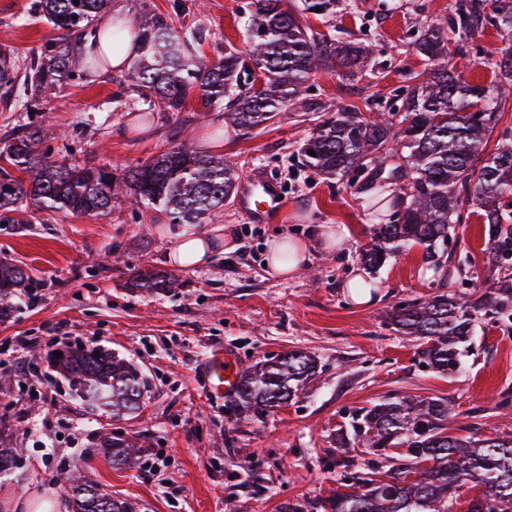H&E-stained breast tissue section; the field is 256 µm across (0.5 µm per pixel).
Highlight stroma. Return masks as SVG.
Wrapping results in <instances>:
<instances>
[{
	"instance_id": "obj_1",
	"label": "stroma",
	"mask_w": 512,
	"mask_h": 512,
	"mask_svg": "<svg viewBox=\"0 0 512 512\" xmlns=\"http://www.w3.org/2000/svg\"><path fill=\"white\" fill-rule=\"evenodd\" d=\"M33 0H0V48L13 50L26 66L56 32L31 10ZM248 0H114L129 17L144 10L179 13L195 5L206 24L205 58L215 62L226 48L245 50ZM457 0H340L335 16L313 26L348 41L371 39L374 50L363 72L342 76L325 69L312 75L302 106L285 104L279 114L248 134L224 124L222 109L202 111L190 98L181 112L139 100L132 86H117L116 72L76 64L68 85L37 93L30 101L0 107V143L15 126L32 121L58 130L46 143L53 154H73L88 166L114 173L168 147L185 129L189 147L237 163L243 174L276 180L285 198L281 213L255 223L229 204L193 225L218 246L211 261L180 267L168 261L177 225L165 213L123 201L108 217L71 216L31 210L22 224L0 223V262L29 267L30 291H18L10 319L0 322V377L13 380L0 398V428L25 448L18 476L0 486V512L18 501L53 495L69 512L68 495L45 477L75 465L92 472L103 490L129 501L133 512H283L288 502L313 506L341 489L345 473L361 475L373 456L352 451L349 469L337 466L342 451L336 430L348 415L388 397L409 394L451 400L465 424L483 435L512 432V322L476 316V334L459 371L425 367L421 340L387 324L397 302L445 292L412 246L369 271L376 289L369 304L355 303L347 282L363 269L362 247L404 197L401 184L367 188L357 176L341 182L304 167L300 154L313 127L337 107L369 100L393 106L395 91L411 84L427 63L411 47L423 28L447 30ZM512 51V37L494 26L477 31L471 50L456 66L463 81L492 86L495 61ZM345 226L349 236L330 246L314 240L319 225ZM313 246L292 278L270 276L269 244L283 237ZM451 245L462 259L463 280L488 287L494 275L486 259L487 236L478 213L458 225ZM176 277L162 293L130 288L137 271ZM101 345L130 360L148 381L139 417L97 416L70 394L47 355L61 342ZM230 350L240 366L298 348L318 359L309 390L291 405L261 419H235L212 406L197 376L214 348ZM38 388L52 399L50 411L29 397ZM119 434L141 438L143 457L170 459L152 477L140 466L113 469L99 449Z\"/></svg>"
}]
</instances>
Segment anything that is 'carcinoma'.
I'll use <instances>...</instances> for the list:
<instances>
[{"label":"carcinoma","instance_id":"obj_1","mask_svg":"<svg viewBox=\"0 0 512 512\" xmlns=\"http://www.w3.org/2000/svg\"><path fill=\"white\" fill-rule=\"evenodd\" d=\"M109 0H35L34 11L61 37L46 42L34 55L23 90L33 82L51 89L71 75L72 42L84 44L97 34L107 49H119L127 38L141 44L124 81L139 97L165 112L186 109L195 95L208 111L224 107V124L248 132L272 120L286 102L303 100L306 83L318 69L332 62L343 73L362 70L372 48L336 39L315 30L306 18L336 13V0H301L285 8V0H253L248 18L249 49L224 52L216 63L205 60L201 43L205 29L144 11L131 19L119 14L107 26L94 22L107 12ZM453 37L423 30L413 49L429 61L448 59L423 73V78L398 90L399 110L368 117L354 105L325 118L301 147L307 166L336 179L354 173L375 176L399 174L406 179L407 201L387 224L374 230L372 246L361 260L382 266L386 259L413 245L424 258L442 265L462 209L474 204L486 219L488 263L502 272L512 262V211L502 198L512 193V127H504L493 152H486L509 102V84L494 88L465 83L454 59L465 43L490 24L512 34V0H458L449 21ZM12 52L0 50V101L9 103L18 82ZM53 132L29 123L15 130L0 151V219L26 208L51 209L77 215H109L112 202L125 196L136 205L160 209L174 224H202L235 197L240 170L222 157L195 151L183 143L128 169L122 175L82 166L74 158H57L42 150ZM315 155H309V151ZM31 281L28 268L0 263V315L17 284ZM177 280L165 272L133 276V286L166 291ZM489 309L497 319L512 320V276L497 278L492 291L478 297L441 293L415 298L392 307L389 324L398 332L426 340L421 354L444 373L461 363V346L475 332L474 315ZM54 367L63 374L72 394L89 406L112 414L136 413L148 386L146 378L126 359L98 347L76 346L62 351ZM317 361L310 353L291 350L266 358L240 373L239 387L224 405L237 418H262L293 401L315 375ZM452 408L444 398L390 397L357 410L341 428L340 447L347 443L388 458L386 450L402 447L384 478L353 476L346 491L335 492L320 508L325 512H451L457 492L470 484L481 493L467 512H512V433L494 438L478 436L467 426L466 436L448 433ZM142 451L136 438L114 435L105 441L104 454L115 469L135 464ZM24 449L8 443L0 433V478L17 469ZM65 484L72 512H132L101 490L79 468L61 469L52 477Z\"/></svg>","mask_w":512,"mask_h":512}]
</instances>
